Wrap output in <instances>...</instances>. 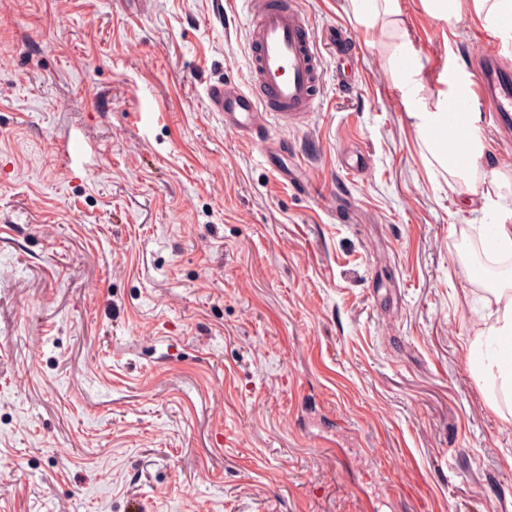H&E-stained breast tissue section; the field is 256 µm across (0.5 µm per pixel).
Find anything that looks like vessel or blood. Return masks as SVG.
Listing matches in <instances>:
<instances>
[{
  "instance_id": "1",
  "label": "vessel or blood",
  "mask_w": 512,
  "mask_h": 512,
  "mask_svg": "<svg viewBox=\"0 0 512 512\" xmlns=\"http://www.w3.org/2000/svg\"><path fill=\"white\" fill-rule=\"evenodd\" d=\"M252 11L251 58L245 88L218 82L209 86L207 108L224 119L227 132L262 138L269 121L288 123L311 112L319 98L321 59L311 30L296 0L269 5L246 0ZM502 47L490 42L469 71L470 89L454 96L439 132L457 149L461 121L476 103L502 121L512 120V72L499 64Z\"/></svg>"
}]
</instances>
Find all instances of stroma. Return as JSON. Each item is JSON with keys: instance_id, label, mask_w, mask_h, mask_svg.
Instances as JSON below:
<instances>
[{"instance_id": "1", "label": "stroma", "mask_w": 512, "mask_h": 512, "mask_svg": "<svg viewBox=\"0 0 512 512\" xmlns=\"http://www.w3.org/2000/svg\"><path fill=\"white\" fill-rule=\"evenodd\" d=\"M0 2V512H512L463 251L512 188L428 163L383 22L298 0L321 97L256 142L206 107L247 76L243 0ZM400 2L422 97L455 94L499 27Z\"/></svg>"}]
</instances>
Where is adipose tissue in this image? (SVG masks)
Listing matches in <instances>:
<instances>
[{"label":"adipose tissue","mask_w":512,"mask_h":512,"mask_svg":"<svg viewBox=\"0 0 512 512\" xmlns=\"http://www.w3.org/2000/svg\"><path fill=\"white\" fill-rule=\"evenodd\" d=\"M353 3L366 23L381 18L391 27L392 58L413 55L410 35L402 25L399 0H353ZM422 6L433 18L449 23L459 21L467 9L488 22L512 16V0H422ZM419 74V69L414 68L398 72L397 77L411 103L410 116L425 149L437 166L449 175L475 172L485 150L480 137L481 113H467L463 123V148L458 155H451L447 142L437 133L448 100L443 97L433 105L425 102L420 95ZM484 306L487 310L484 328L468 345V357L472 369L488 387V405L496 413L512 415V270L491 289Z\"/></svg>","instance_id":"1"}]
</instances>
